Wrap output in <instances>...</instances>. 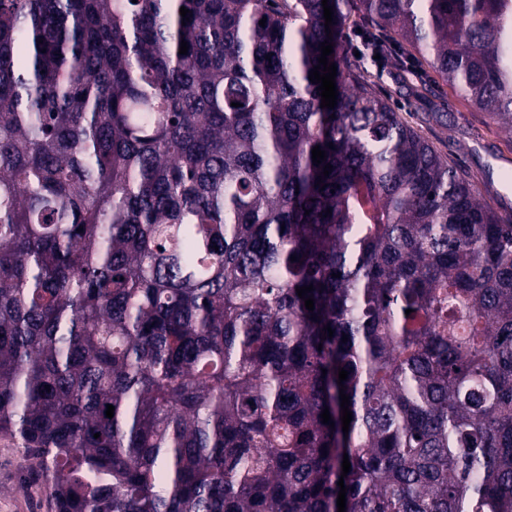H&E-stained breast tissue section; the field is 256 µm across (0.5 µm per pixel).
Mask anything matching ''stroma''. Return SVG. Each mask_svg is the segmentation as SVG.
<instances>
[{
  "instance_id": "obj_1",
  "label": "stroma",
  "mask_w": 512,
  "mask_h": 512,
  "mask_svg": "<svg viewBox=\"0 0 512 512\" xmlns=\"http://www.w3.org/2000/svg\"><path fill=\"white\" fill-rule=\"evenodd\" d=\"M367 80L388 96L396 111L416 122L430 110L440 121L421 132L451 162L467 171L488 204L501 215L512 214V136L460 98L427 64L406 59L402 68L367 66ZM0 512H55L41 483L24 469L22 451L0 439Z\"/></svg>"
}]
</instances>
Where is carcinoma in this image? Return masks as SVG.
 Here are the masks:
<instances>
[{
    "label": "carcinoma",
    "mask_w": 512,
    "mask_h": 512,
    "mask_svg": "<svg viewBox=\"0 0 512 512\" xmlns=\"http://www.w3.org/2000/svg\"><path fill=\"white\" fill-rule=\"evenodd\" d=\"M328 5L0 0V438L55 512H512V218L360 64L512 135V0Z\"/></svg>",
    "instance_id": "cac0c4a2"
}]
</instances>
